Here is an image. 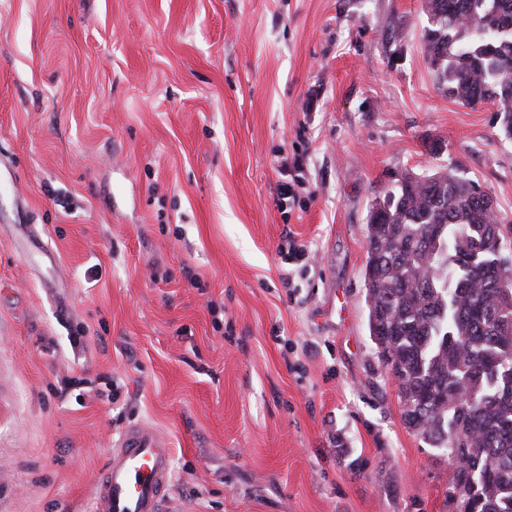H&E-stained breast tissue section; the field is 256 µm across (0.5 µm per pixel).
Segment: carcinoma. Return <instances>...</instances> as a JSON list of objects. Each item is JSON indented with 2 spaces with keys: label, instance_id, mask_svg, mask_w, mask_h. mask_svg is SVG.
<instances>
[{
  "label": "carcinoma",
  "instance_id": "1",
  "mask_svg": "<svg viewBox=\"0 0 512 512\" xmlns=\"http://www.w3.org/2000/svg\"><path fill=\"white\" fill-rule=\"evenodd\" d=\"M420 45L437 88L491 104L512 139V0H422ZM488 193L457 164L408 173L367 222L368 327L405 425L456 464L468 512H512V282Z\"/></svg>",
  "mask_w": 512,
  "mask_h": 512
}]
</instances>
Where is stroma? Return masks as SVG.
Here are the masks:
<instances>
[{
  "instance_id": "obj_1",
  "label": "stroma",
  "mask_w": 512,
  "mask_h": 512,
  "mask_svg": "<svg viewBox=\"0 0 512 512\" xmlns=\"http://www.w3.org/2000/svg\"><path fill=\"white\" fill-rule=\"evenodd\" d=\"M425 23L421 0H0V512H92L141 422L176 512H453L369 336L367 216L452 163L512 226V140L437 90Z\"/></svg>"
}]
</instances>
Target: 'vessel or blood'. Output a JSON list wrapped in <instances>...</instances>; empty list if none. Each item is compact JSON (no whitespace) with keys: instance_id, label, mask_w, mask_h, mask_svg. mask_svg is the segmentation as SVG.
<instances>
[{"instance_id":"b4317fda","label":"vessel or blood","mask_w":512,"mask_h":512,"mask_svg":"<svg viewBox=\"0 0 512 512\" xmlns=\"http://www.w3.org/2000/svg\"><path fill=\"white\" fill-rule=\"evenodd\" d=\"M172 450L147 424L126 429L93 488V512H163Z\"/></svg>"}]
</instances>
